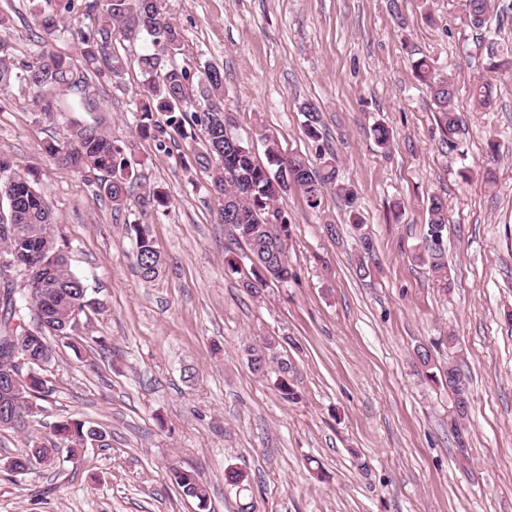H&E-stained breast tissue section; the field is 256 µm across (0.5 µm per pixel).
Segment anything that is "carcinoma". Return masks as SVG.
I'll use <instances>...</instances> for the list:
<instances>
[{
    "label": "carcinoma",
    "instance_id": "cac0c4a2",
    "mask_svg": "<svg viewBox=\"0 0 512 512\" xmlns=\"http://www.w3.org/2000/svg\"><path fill=\"white\" fill-rule=\"evenodd\" d=\"M74 2L57 0L55 12L41 16L40 30L48 37L59 31L65 16L73 12ZM490 7V0H465L463 23L474 29L484 28ZM80 9L91 21V27L79 33L83 67H77L70 57L48 48L30 60L14 61L0 41V88L10 85L16 78L23 79L36 92L35 103L41 111L50 114L55 105L49 91L63 89L80 97L86 93L92 77L121 78L125 66L113 51L114 42L140 40L145 48L137 58V66L144 77L143 94L137 107L138 133L151 139L160 151H167L171 144L190 151L195 166L210 174L211 193L217 199V223L230 227L233 236L242 239L251 253L248 257L250 275L242 278L241 287L254 294L270 283H284L292 276L284 245L290 234L288 219L276 207L279 198L292 189L304 195L310 209L319 210L323 189L336 186L349 207V220L357 232L358 269L369 272L367 259L375 254V241L353 209L354 191L338 182L334 152L318 146L314 162L301 154L285 157L279 153L277 144L263 135L267 163L258 162L252 146L233 133L237 122L224 107V70L206 64L198 79H192L189 69L178 62L184 51L183 32L163 10L160 0H81ZM413 70L429 90L443 141L450 147L456 146L462 124L450 107L454 96L450 80L423 57L413 62ZM472 97L482 106L490 105L494 99L492 83L477 82ZM301 110L306 117L305 135L315 142L320 141L316 106L304 103ZM45 150L62 166L94 173L98 189L112 204V211L120 215L126 210L140 179L130 160L131 145L112 139L97 124L75 123L67 142H50ZM0 197L7 203L0 215V252L13 256L40 250L44 257H52L50 268L45 272L47 289L36 300L17 299L10 281H3L0 337L13 319L33 322L38 325L41 340L35 342L17 333L16 344L34 353L43 350L52 359L54 340L77 347L80 340L76 336L77 318L92 302L87 299L84 284L69 269L67 245L58 243L52 234L56 219L42 194L29 178L15 171L10 160L2 157ZM168 201V194L161 190L148 189L138 195L143 213L163 207ZM5 224L15 226V230L5 233ZM447 224V204L438 196L431 197L425 234L429 246L418 259L428 264L443 289L452 287L453 283L445 249L437 243L444 237ZM125 227L134 240L138 274L145 281L155 280L165 260L155 247L149 225L135 219L125 221ZM249 352L253 371L259 374L274 369L282 398L295 400L296 393L288 383L292 366L288 357L278 352L276 342L265 339L261 346ZM443 375L452 397L448 432L459 441L465 430L462 421L469 405V377L451 358ZM48 393L46 377H30L23 391L10 402V407L23 417L12 430L23 431L29 427L41 410L39 401ZM106 436L103 429L62 421L50 425L44 436L30 443L48 453L59 440L68 441L73 448H82L92 441L102 442ZM170 478L185 496L198 500L201 505L207 500V487L195 473L172 467ZM224 480L240 493L251 489L249 478L242 471L227 470Z\"/></svg>",
    "mask_w": 512,
    "mask_h": 512
}]
</instances>
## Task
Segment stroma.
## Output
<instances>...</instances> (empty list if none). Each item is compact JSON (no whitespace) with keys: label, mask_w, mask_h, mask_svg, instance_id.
I'll return each instance as SVG.
<instances>
[{"label":"stroma","mask_w":512,"mask_h":512,"mask_svg":"<svg viewBox=\"0 0 512 512\" xmlns=\"http://www.w3.org/2000/svg\"><path fill=\"white\" fill-rule=\"evenodd\" d=\"M491 4L481 33L462 23L464 0H163L185 35L181 63L223 68L226 105L258 160L260 127L282 153L314 155L301 105L315 104L376 242L366 276L335 188L320 213L294 190L278 202L292 277L240 288L228 264L244 250L215 220L207 172L138 134L141 43L115 44L125 73L92 82V112L45 115L18 79L0 90V155L34 173L70 270L98 303L80 317L82 351L57 344L37 421L0 431V512H512V69L487 73L480 45L487 33L512 54V0ZM55 7L0 0L13 57L46 46L36 17ZM422 56L454 87L457 149L415 78ZM487 74L495 102L483 108L470 91ZM75 119L132 142L143 187L169 191V204L117 216L93 178L47 156L46 141L68 140ZM434 194L448 204L446 292L416 258ZM128 217L149 224L165 259L154 281L134 270ZM267 337L288 353L294 401L248 364L247 345ZM422 344L470 377L464 445L448 432L447 388L415 356ZM67 419L103 427L105 446L74 454L63 443L32 474L9 470L28 438ZM173 467L206 484L205 504L178 492ZM228 467L249 474L250 493L225 484Z\"/></svg>","instance_id":"stroma-1"}]
</instances>
